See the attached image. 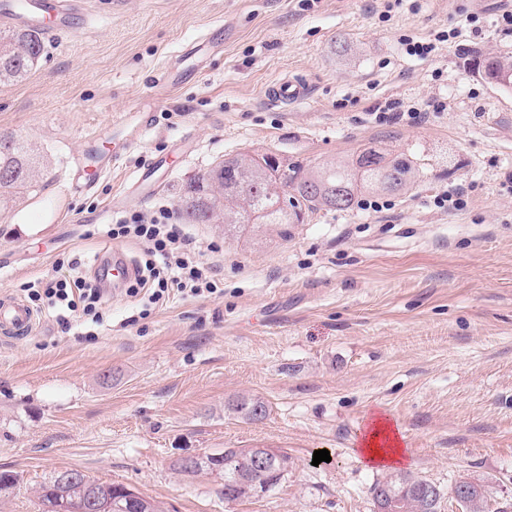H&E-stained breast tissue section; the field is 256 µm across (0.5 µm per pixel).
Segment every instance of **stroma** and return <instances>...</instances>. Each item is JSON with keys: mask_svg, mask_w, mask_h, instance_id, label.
<instances>
[{"mask_svg": "<svg viewBox=\"0 0 512 512\" xmlns=\"http://www.w3.org/2000/svg\"><path fill=\"white\" fill-rule=\"evenodd\" d=\"M512 0H78L70 28L45 35L38 63L0 84V133L39 148V185L0 204V296L25 299L57 260L139 263L106 236L117 219L176 204L211 165L270 152L291 165L350 161L367 147L411 155L420 177L386 210H320L285 233L188 224L216 244L215 293L170 290L145 305L109 289L99 323L65 331L46 312L22 339L0 337V471L16 474L0 512H40L37 489L64 470L121 483L167 512H374L385 468L356 446L372 415L399 427L401 472L450 489L485 479L512 494V89L471 68L512 59L501 21ZM441 31L434 55L402 40ZM174 70V86L159 85ZM300 76L309 98L265 88ZM415 107L378 120L391 103ZM143 112L151 131L120 165L113 116ZM179 154L147 195L124 190L144 162ZM99 178L72 192L74 162ZM465 190L463 209L434 202ZM124 196L121 206L112 199ZM256 395L267 415L230 410ZM272 448L278 487L225 503L222 479L173 461ZM328 450L329 461L313 464Z\"/></svg>", "mask_w": 512, "mask_h": 512, "instance_id": "35a3bbf8", "label": "stroma"}]
</instances>
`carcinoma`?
<instances>
[{
  "mask_svg": "<svg viewBox=\"0 0 512 512\" xmlns=\"http://www.w3.org/2000/svg\"><path fill=\"white\" fill-rule=\"evenodd\" d=\"M44 50L40 31L28 27L0 31V82L23 80ZM477 73L504 88H512V63L499 56L473 60ZM43 157L28 143L8 137L0 141V192L6 201L33 186ZM419 168L409 155L388 156L372 148L362 151L356 161L327 163L304 168L293 166L280 173L271 165L260 167L244 155L226 158L181 186L178 211L186 224H295L315 211H348L361 192H396L411 187ZM233 411L248 420L266 415L259 397H241ZM233 461L224 468V487L246 496L244 480L253 472L252 449L233 448ZM273 470L269 489H274L288 472V454L271 451ZM60 472L40 486L39 498L47 512H81L83 499L97 500V512H114L113 504L126 486L98 482L82 476L85 483L65 481ZM452 490L463 498L462 512H489L483 481L463 475ZM374 506L385 497L389 512H440L442 496L437 486L421 477L393 475L373 485Z\"/></svg>",
  "mask_w": 512,
  "mask_h": 512,
  "instance_id": "obj_1",
  "label": "carcinoma"
}]
</instances>
